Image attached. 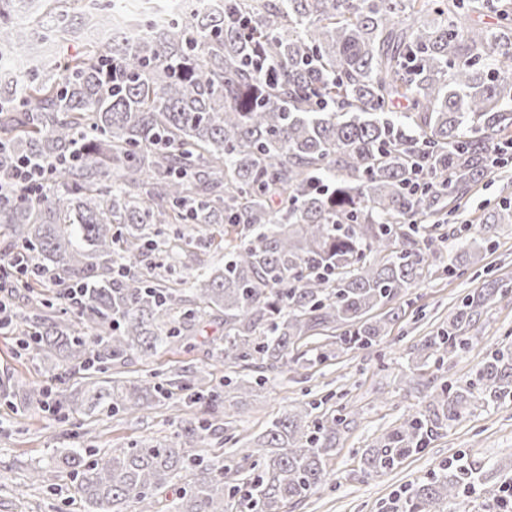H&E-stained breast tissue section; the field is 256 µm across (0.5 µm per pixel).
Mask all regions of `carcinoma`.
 I'll list each match as a JSON object with an SVG mask.
<instances>
[{"label":"carcinoma","mask_w":512,"mask_h":512,"mask_svg":"<svg viewBox=\"0 0 512 512\" xmlns=\"http://www.w3.org/2000/svg\"><path fill=\"white\" fill-rule=\"evenodd\" d=\"M0 0V145L53 165L33 206L10 190L0 229L31 267L86 285L67 320L21 313L39 326L25 350L84 372L149 356L196 321L224 315L227 368L277 370L369 349L399 318L398 300L421 279L482 258L480 243L437 258L422 224L443 217L489 175L488 151L512 128V9L500 0H223L215 11L132 8L81 0L77 15ZM496 11L499 29L463 19ZM142 35L127 39L126 15ZM79 33L93 48L55 73L56 40ZM176 225L173 235L162 227ZM201 224L224 225V265L187 272L195 307H180L164 264L148 253L190 247ZM512 288L495 280L466 298L448 329L416 347L421 366L470 345L481 310ZM194 403L221 394L206 378ZM90 408L108 417L170 399L146 380L98 378ZM512 400V350L495 351L469 379L443 383L425 405L361 455L377 475L400 464L474 402ZM293 406L271 420L241 462L181 441L140 442L99 455L72 448L61 463L85 512H288L329 477L346 407L312 417ZM475 478L448 467L416 484L393 512H447ZM172 497H167V493ZM512 512L503 487H485Z\"/></svg>","instance_id":"1"}]
</instances>
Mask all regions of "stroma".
Listing matches in <instances>:
<instances>
[{
	"instance_id": "stroma-1",
	"label": "stroma",
	"mask_w": 512,
	"mask_h": 512,
	"mask_svg": "<svg viewBox=\"0 0 512 512\" xmlns=\"http://www.w3.org/2000/svg\"><path fill=\"white\" fill-rule=\"evenodd\" d=\"M491 212L512 214V187L494 173L440 226L445 236L439 244L442 253L459 251L465 243L464 226L482 224ZM482 253V262L468 266L464 274L436 281L427 278L410 289L400 302L399 319L377 345L307 369L268 374L264 387L247 399L238 398L226 382L230 370L215 365L211 357L210 339L224 336L217 321L200 326L205 343L184 339L155 355L135 356L113 367L116 376L172 384L167 404L113 418L81 413L65 417L28 401L22 393L8 401L0 398V512H81L70 480L58 465L60 450L95 448L105 453L144 440L176 439L185 419L197 412L189 403L188 385L202 375L220 384L232 420V432L216 431L205 449L219 462L232 459L237 444L249 443L292 405L323 399L330 411L354 406L353 420L328 464L330 478L314 495L292 505L291 512H389L395 498L451 465L476 470L489 486L512 478V402L472 404L397 468L369 479L362 478L359 470L363 449L422 408L427 384L469 378L488 354L512 344V302L496 300L471 329L468 349L442 363L432 357L427 367L409 368L413 347L423 336L447 327L449 315L464 297L499 278L512 283V221L487 234ZM21 336L18 330L0 333V382L16 379L47 390L54 398L76 387L80 373L65 364L51 366L32 359L20 345ZM409 374L420 387L407 395L400 378Z\"/></svg>"
}]
</instances>
